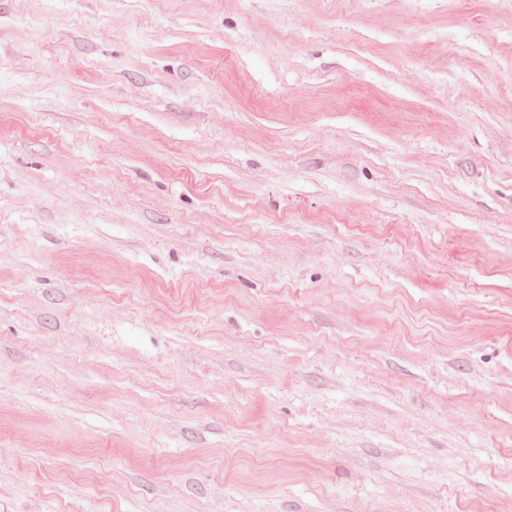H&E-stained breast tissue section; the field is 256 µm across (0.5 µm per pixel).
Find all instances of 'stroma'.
Instances as JSON below:
<instances>
[{"mask_svg": "<svg viewBox=\"0 0 512 512\" xmlns=\"http://www.w3.org/2000/svg\"><path fill=\"white\" fill-rule=\"evenodd\" d=\"M0 512H512V0H0Z\"/></svg>", "mask_w": 512, "mask_h": 512, "instance_id": "1", "label": "stroma"}]
</instances>
